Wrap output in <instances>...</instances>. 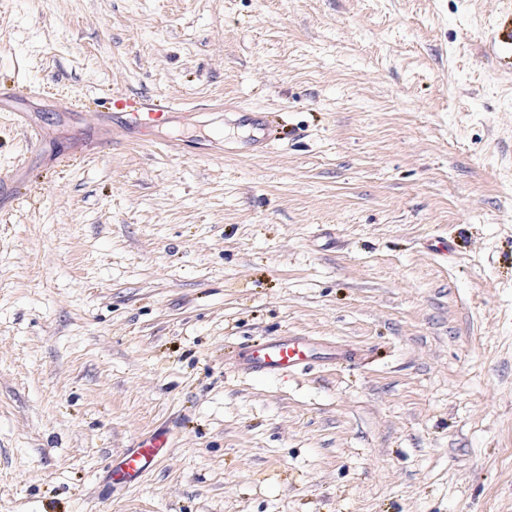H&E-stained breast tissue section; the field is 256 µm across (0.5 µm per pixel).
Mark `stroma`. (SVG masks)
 I'll return each mask as SVG.
<instances>
[{
	"instance_id": "stroma-1",
	"label": "stroma",
	"mask_w": 512,
	"mask_h": 512,
	"mask_svg": "<svg viewBox=\"0 0 512 512\" xmlns=\"http://www.w3.org/2000/svg\"><path fill=\"white\" fill-rule=\"evenodd\" d=\"M510 13L0 0V512H512ZM126 95L196 118L89 142ZM280 334L362 358L237 370ZM236 112L241 114L239 122L249 126L251 130L244 152L253 156L261 155L274 135L266 112L253 109H239ZM168 450L169 442L165 434H157L140 441L135 448L128 449L123 455L115 473L117 481L128 486L138 483Z\"/></svg>"
}]
</instances>
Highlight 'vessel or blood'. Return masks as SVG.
I'll return each instance as SVG.
<instances>
[{
  "label": "vessel or blood",
  "instance_id": "obj_1",
  "mask_svg": "<svg viewBox=\"0 0 512 512\" xmlns=\"http://www.w3.org/2000/svg\"><path fill=\"white\" fill-rule=\"evenodd\" d=\"M112 107L121 115L119 128L129 132H148L157 125L183 116L181 108L165 97H121L113 99ZM240 121L251 130L246 153L253 156L264 153L274 134L266 113L245 109L241 112ZM355 356L354 349L340 343H323L310 336H273L262 344L241 348L235 356V364L239 371L248 375L282 377L318 363L346 361ZM168 450V438L163 434L140 441L123 455L116 470L118 481L128 486L138 483Z\"/></svg>",
  "mask_w": 512,
  "mask_h": 512
}]
</instances>
